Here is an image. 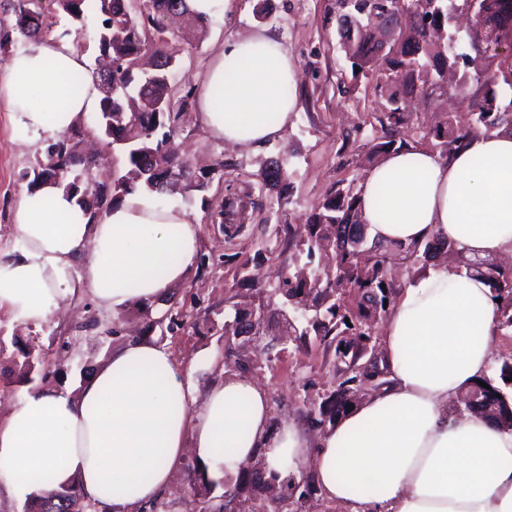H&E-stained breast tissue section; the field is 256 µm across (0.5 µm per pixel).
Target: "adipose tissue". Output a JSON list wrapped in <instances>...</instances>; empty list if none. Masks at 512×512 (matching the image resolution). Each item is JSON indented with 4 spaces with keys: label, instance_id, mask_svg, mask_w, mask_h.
I'll use <instances>...</instances> for the list:
<instances>
[{
    "label": "adipose tissue",
    "instance_id": "adipose-tissue-1",
    "mask_svg": "<svg viewBox=\"0 0 512 512\" xmlns=\"http://www.w3.org/2000/svg\"><path fill=\"white\" fill-rule=\"evenodd\" d=\"M73 74L81 88L63 95ZM296 78L266 31L226 40L200 80L197 115L228 145L260 147L287 130ZM0 99L37 137L96 111L100 92L70 41L49 38L9 58ZM360 198L373 237L409 245L440 232L470 258L512 253V134H477L445 159L419 146L388 152ZM13 219L0 310L30 325L84 291L115 314L154 305L191 272L200 242L186 210L144 191L92 219L48 182L23 193ZM496 323L484 276L427 266L384 322L390 386L313 440L273 416L259 382L227 373L199 397L163 345L127 340L76 391L35 388L0 416V494L39 497L74 482L88 502L137 512L161 499L190 450L217 477L259 459L281 479L310 474L349 512H512V431L448 409L489 374Z\"/></svg>",
    "mask_w": 512,
    "mask_h": 512
}]
</instances>
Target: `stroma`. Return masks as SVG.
I'll list each match as a JSON object with an SVG mask.
<instances>
[{
    "label": "stroma",
    "instance_id": "obj_1",
    "mask_svg": "<svg viewBox=\"0 0 512 512\" xmlns=\"http://www.w3.org/2000/svg\"><path fill=\"white\" fill-rule=\"evenodd\" d=\"M339 18L334 0H231L225 15L207 20L199 38L171 37L177 64L170 83L177 95L197 91L199 81L225 39L264 28L277 35L297 63L295 95L297 110L284 136L255 151L232 148L209 135L197 120L196 107H189L177 130L195 179L204 187L162 195L161 200L188 211L201 226L200 254L209 258L203 271H191L173 290L174 307L188 312L187 322L173 332H151L177 364L189 371L198 391L222 371H238L235 357L224 354V310L235 303L278 305L277 277L261 285L240 281V266L253 258L262 241L278 238L280 266L304 264L297 239L284 235V228L298 229L322 203L336 183L358 181L359 166L382 130L376 120L386 106V93L372 76L356 75L339 45ZM100 17L87 9L76 22L57 14L55 34L71 32V40L88 62L98 56L96 33ZM472 99L459 95L454 85L437 90L413 115L409 140L446 121L465 122ZM47 139L28 140L14 127L9 112L0 105V252L15 245L13 212L27 190V172L44 157ZM278 160L287 172L290 196L279 203L275 192L262 188L257 173L264 161ZM250 190L254 205L245 212L246 222L233 240H225L218 213L227 195ZM97 307L90 297L70 302L65 311L38 326L12 320L0 310V341L20 337L35 355L46 357L54 373L49 386L76 389L82 369L105 359L119 337L102 338L87 329V318ZM335 348L319 337L303 343L275 346L269 358L261 359L259 380L270 392L272 413L309 426L308 411L335 390Z\"/></svg>",
    "mask_w": 512,
    "mask_h": 512
}]
</instances>
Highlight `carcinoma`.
<instances>
[{
	"instance_id": "carcinoma-1",
	"label": "carcinoma",
	"mask_w": 512,
	"mask_h": 512,
	"mask_svg": "<svg viewBox=\"0 0 512 512\" xmlns=\"http://www.w3.org/2000/svg\"><path fill=\"white\" fill-rule=\"evenodd\" d=\"M54 9L41 0H11L15 16V30L25 40H39L54 27L53 12H63L74 20L82 19L88 0H53ZM170 0H141L139 13L129 7L128 0H95L102 16L97 33L100 53L112 61V70L106 82L97 74L92 78L101 92L96 120L90 126H75L61 133L51 143L45 158L36 159L29 189L49 180L57 182L67 193L79 197L84 210L96 214L119 202L125 195L142 187L151 192H164L173 178L188 176L187 160L182 143L176 141L182 112L189 104L191 94L181 99L180 107L171 102L170 73L175 56L168 48L165 31L158 25V14ZM350 9L354 20L339 29V36L348 48L352 67L365 75L370 73L390 87L388 106L378 118L384 140L369 149L367 162L398 147H408L405 139L411 117L402 106L407 97L426 91L422 58L432 48L441 47L445 26L451 19L453 0L442 5L441 0H336V9ZM483 32L485 50L492 54L477 60L469 58L474 66L476 81L489 87L485 96L471 113L469 124L462 128L448 121L423 134L430 141L432 151L446 158L466 138L482 132L504 130L512 132V100L505 106L497 104L492 86L498 81L512 88V62H494L497 47L512 31V0H486L484 15L475 21ZM156 46L159 59L151 77L139 75L141 56L148 45ZM84 136L99 140L107 151L119 155L129 167L127 174L110 183L86 189L85 159L80 157V143ZM263 185L278 191L279 198L287 199L288 175L277 162H270L260 172ZM300 245L305 247L307 262L293 273L283 277L279 293L283 297L279 308L270 310L237 309L224 317V331L235 333L261 322L270 334H278L282 327L288 335L334 337L336 375L341 378L330 400L310 409L312 423L318 427L326 420L336 418L353 403L356 384L360 377L379 378L378 360L382 359L372 327L379 316L387 314L384 301L392 300L398 284L392 278L384 259L359 257L353 248L366 233L359 210V192L352 184H336L324 203L313 212L303 226ZM380 253L410 266L426 264L440 254L457 256L459 266L483 275L493 292L501 299L498 304L497 328L512 332V272H506L495 259L470 260L456 245L440 234L411 245L371 241ZM331 252V264L321 269L315 263L318 253ZM303 295L312 298L315 310L310 318L290 314L287 304ZM89 326L105 336H119L121 322L105 315L90 316ZM15 365L19 380L32 382V374L41 381L48 379L41 362L29 358L25 349H18ZM487 387L475 383L458 398V406L467 413H477L505 429L512 430V404L493 379L483 377ZM501 397H496V394ZM197 494L205 499L209 512H224V503L210 505L208 496L220 481L205 474L198 476ZM290 480L268 479L263 489L273 492L272 512H283L288 505ZM40 512H83L84 502L77 486L62 485L47 496L32 499Z\"/></svg>"
}]
</instances>
